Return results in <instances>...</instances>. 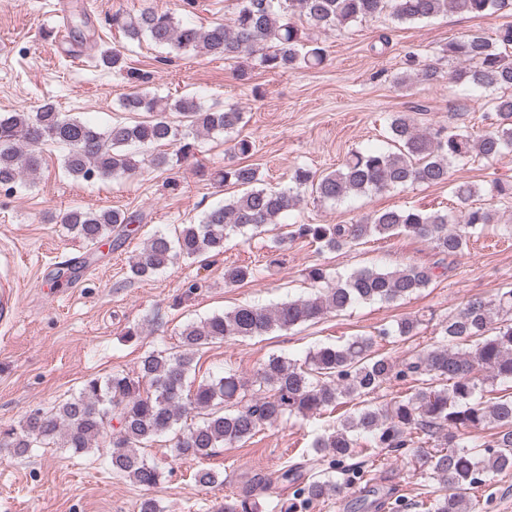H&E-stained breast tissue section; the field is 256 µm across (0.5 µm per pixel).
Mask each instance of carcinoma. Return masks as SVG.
I'll list each match as a JSON object with an SVG mask.
<instances>
[{"instance_id": "cac0c4a2", "label": "carcinoma", "mask_w": 512, "mask_h": 512, "mask_svg": "<svg viewBox=\"0 0 512 512\" xmlns=\"http://www.w3.org/2000/svg\"><path fill=\"white\" fill-rule=\"evenodd\" d=\"M386 11L402 23L448 12L482 17L512 13V0H236L230 22L207 28L157 10L116 15L112 22L129 40L145 37L171 53H204L238 64L254 59L265 70L281 71L319 68L326 60L321 42L300 28L294 15L325 32ZM441 53L456 63L451 80L512 90L511 25L500 28L493 38L474 33L450 40ZM99 64L137 78L118 49L101 52ZM491 105L496 127L478 136L446 127L423 128L410 114L397 112L388 126L395 150L355 151L338 169L320 176L297 167L291 175L293 186L284 189L261 186L258 168L251 164L217 170L216 182L236 185L243 192L172 235L155 232L133 256L131 276L146 279L181 261L222 254L231 233L261 234L265 227L278 224L307 191L319 202L336 203L350 195L378 194L409 184H446L457 207L449 212L391 208L352 224H295L273 239L267 265L281 263L286 245L297 239L314 243L321 251H339L394 233L419 238L436 254L454 257L463 252L472 231L496 223L492 210L472 206L478 194L474 185L449 182L450 169L472 155L496 161L512 150V93L493 98ZM119 111L147 112L152 119L120 118L102 129L62 115L51 103L33 112H1L0 185L35 176L46 144L65 150L67 175L108 179L139 169L129 151L132 146H175V157L159 153L151 160L155 167L165 168L194 155L195 143L189 138L233 130L244 121V113L236 108L213 111L194 96L170 99L150 91L125 96ZM141 222V216L116 209L77 208L63 217L66 230L90 247L110 237L119 245L129 226ZM259 274L256 266L230 265L224 268V283L242 284ZM306 276L314 292L271 307L241 304L189 322L179 332V349L146 353L132 373L118 371L103 380H87L78 394L52 410L36 409L19 426L1 428L0 445L18 457L51 446L81 455L107 437L112 474L150 489L168 475L145 454L163 434H172L176 459L199 461L217 448L247 443L266 424L315 417L354 401L355 410L336 419V426L317 436L307 450L314 460L327 463L326 468L316 474L300 464L281 470L276 481L293 487V492L276 502L275 512H307L314 502L338 497L362 483L364 471L346 464L362 439L373 449L394 453L415 443L434 445L433 451L416 455L432 487L427 512H470L466 493L487 476L512 470V288L492 299H468L438 323L439 337L433 344L409 359L379 354L375 337L361 335L340 344H320L302 363L272 354L247 380L231 371L201 381L191 376L196 354L210 344L287 331L361 302H394L419 293L436 278L435 267L417 265L361 268L344 278H334L316 265ZM422 324L423 319L407 316L378 335L407 340L419 334ZM398 380H408L411 386L394 400L378 404V394ZM496 381L504 388H483ZM192 411L199 421L181 426ZM114 418L119 424L115 430ZM486 426L497 429L494 440H465L467 431ZM194 481L202 487L222 483L210 468L197 469ZM256 490L248 488L224 502L221 512H262Z\"/></svg>"}]
</instances>
